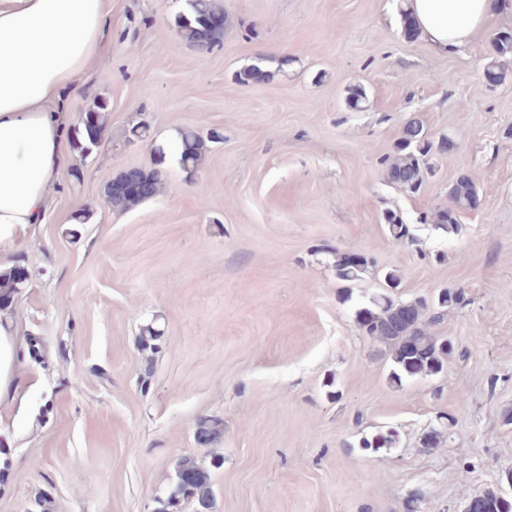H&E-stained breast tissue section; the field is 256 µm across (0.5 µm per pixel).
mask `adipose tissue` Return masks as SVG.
<instances>
[{
    "label": "adipose tissue",
    "mask_w": 512,
    "mask_h": 512,
    "mask_svg": "<svg viewBox=\"0 0 512 512\" xmlns=\"http://www.w3.org/2000/svg\"><path fill=\"white\" fill-rule=\"evenodd\" d=\"M439 53L469 45L501 0H404ZM112 0H0V261L44 220L66 162L58 106L100 57Z\"/></svg>",
    "instance_id": "ef3b65f1"
}]
</instances>
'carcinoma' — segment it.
<instances>
[{
    "label": "carcinoma",
    "mask_w": 512,
    "mask_h": 512,
    "mask_svg": "<svg viewBox=\"0 0 512 512\" xmlns=\"http://www.w3.org/2000/svg\"><path fill=\"white\" fill-rule=\"evenodd\" d=\"M188 11L177 17L178 32L183 41L195 46L213 48L224 41L226 14L224 0H187ZM493 51L500 59L512 58V30H500L493 38ZM108 105L98 102L88 110L92 120L75 129L79 139L76 148L87 155L98 143L106 125ZM206 151V142L194 130L178 132L176 159L179 167L189 175L201 167ZM448 151V138L437 140L425 131L420 119H409L395 145L394 154L384 158V175L388 183L410 193H418L429 175L433 174V156ZM163 149L156 148L155 167L151 170L127 168L106 188L105 196L113 209L124 211L157 196L166 185L167 170L164 167ZM152 187L153 193L140 191L141 184ZM479 205V189L475 180L460 175L448 185V204L437 205L426 212L421 223L448 234L460 232V215ZM383 224L390 236L411 246L420 244L410 225L394 210L382 213ZM352 248L345 250L325 249L323 253L333 256L336 278L342 282L360 280L374 259L363 253L356 259ZM461 305L457 289L443 288L432 299H396L382 293L362 307L356 314L358 331L371 339L389 345L392 368L390 383L400 386L406 378L437 377L448 368V361L455 352L453 342L436 336L430 328L442 321L445 312ZM398 432L393 428L381 430L362 440L364 448H391L396 444ZM194 499L205 508L208 506L207 474L199 466L188 462L177 473V480L167 497V506L175 507L182 500ZM468 502L475 512H512V497L500 490H484L472 495Z\"/></svg>",
    "instance_id": "1"
}]
</instances>
